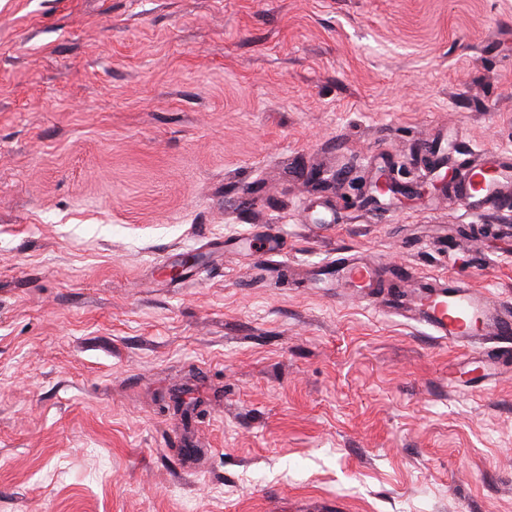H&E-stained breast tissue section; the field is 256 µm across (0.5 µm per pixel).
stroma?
<instances>
[{
	"mask_svg": "<svg viewBox=\"0 0 512 512\" xmlns=\"http://www.w3.org/2000/svg\"><path fill=\"white\" fill-rule=\"evenodd\" d=\"M438 144L512 155V0H0V512H512V350L382 306L512 307V205L351 197ZM336 276L343 279L346 283L362 281L367 288L372 286L374 272L370 266L356 258H346L342 262L336 263ZM417 288L397 291L390 305L402 314H418L444 342L465 346L477 336L512 335V311L461 278L434 279Z\"/></svg>",
	"mask_w": 512,
	"mask_h": 512,
	"instance_id": "1",
	"label": "stroma"
}]
</instances>
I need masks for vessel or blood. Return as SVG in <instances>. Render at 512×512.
I'll return each instance as SVG.
<instances>
[{"label": "vessel or blood", "mask_w": 512, "mask_h": 512, "mask_svg": "<svg viewBox=\"0 0 512 512\" xmlns=\"http://www.w3.org/2000/svg\"><path fill=\"white\" fill-rule=\"evenodd\" d=\"M512 180V163L496 160L474 166L461 188L465 198L496 199L499 183ZM336 274L345 282L371 284L374 272L355 258L336 265ZM390 305L400 313L419 315L434 335L449 343L463 346L479 336H511L512 311L505 309L486 292L467 281L441 278L417 292L397 291Z\"/></svg>", "instance_id": "vessel-or-blood-1"}]
</instances>
